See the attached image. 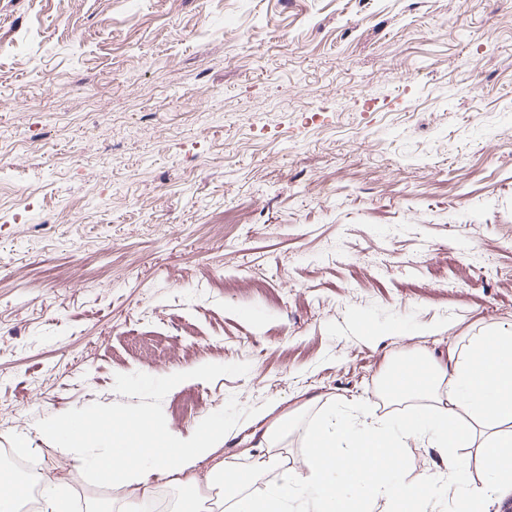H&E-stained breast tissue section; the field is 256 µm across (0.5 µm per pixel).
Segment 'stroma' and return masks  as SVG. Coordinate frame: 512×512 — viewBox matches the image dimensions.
Listing matches in <instances>:
<instances>
[{"label": "stroma", "instance_id": "35a3bbf8", "mask_svg": "<svg viewBox=\"0 0 512 512\" xmlns=\"http://www.w3.org/2000/svg\"><path fill=\"white\" fill-rule=\"evenodd\" d=\"M512 330V0H0V448L138 412L300 469ZM409 442L381 463L448 471Z\"/></svg>", "mask_w": 512, "mask_h": 512}]
</instances>
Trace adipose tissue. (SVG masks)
Returning <instances> with one entry per match:
<instances>
[{
	"mask_svg": "<svg viewBox=\"0 0 512 512\" xmlns=\"http://www.w3.org/2000/svg\"><path fill=\"white\" fill-rule=\"evenodd\" d=\"M385 392L398 400L429 399L433 407L414 408L397 428L369 411L357 426L335 414L318 413L306 429L303 467L282 473L275 483L266 479L274 459L255 460L244 470L213 460L217 428H206L186 442L159 423L146 424L138 417L113 427L111 448L89 464L102 478L128 490L130 497L119 512H139L152 494L153 476L185 486H218L220 512H370L382 501L402 512H427L441 490L454 485L455 475L407 480L395 469L370 474L362 466L367 459L389 456L408 440H426L451 451L482 449L487 478L481 489L467 495L472 512H490L496 500L512 495V432L497 429L512 423V331L471 337L466 352L449 350L446 362L425 365L422 379L395 380ZM101 433L98 427L68 431L65 452L76 471L89 465L82 450ZM163 448L174 449V461L160 456ZM208 458L212 466L197 475V465Z\"/></svg>",
	"mask_w": 512,
	"mask_h": 512,
	"instance_id": "ef3b65f1",
	"label": "adipose tissue"
}]
</instances>
